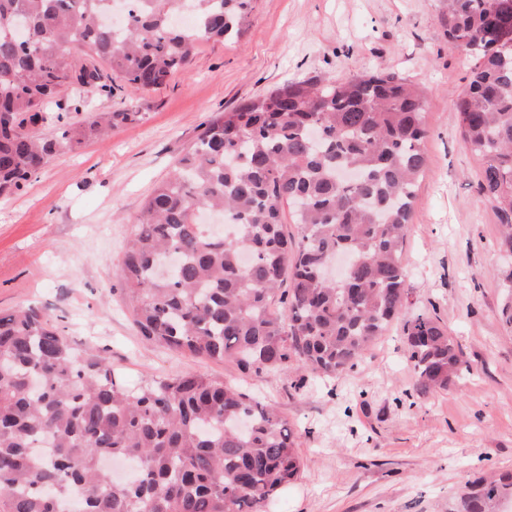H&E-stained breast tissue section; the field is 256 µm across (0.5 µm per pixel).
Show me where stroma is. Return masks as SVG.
<instances>
[{
	"mask_svg": "<svg viewBox=\"0 0 512 512\" xmlns=\"http://www.w3.org/2000/svg\"><path fill=\"white\" fill-rule=\"evenodd\" d=\"M440 0H252L238 37L200 45L154 91L113 81L46 111L69 122L129 108L139 121L78 149L60 147L16 195L0 199V313L41 310L77 345L109 358L128 386L194 371L274 403L299 432L303 468L266 512H449L467 481L512 472V255L478 186L480 163L453 119L467 84L465 53L449 49ZM425 87V174L404 263L408 299L355 372L328 381L247 376L230 364L175 356L135 330L119 268L146 197L203 123L284 81L346 79L379 69ZM447 327L466 367L420 399L403 342L406 318Z\"/></svg>",
	"mask_w": 512,
	"mask_h": 512,
	"instance_id": "1",
	"label": "stroma"
}]
</instances>
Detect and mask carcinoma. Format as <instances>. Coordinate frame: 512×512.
<instances>
[{
	"label": "carcinoma",
	"mask_w": 512,
	"mask_h": 512,
	"mask_svg": "<svg viewBox=\"0 0 512 512\" xmlns=\"http://www.w3.org/2000/svg\"><path fill=\"white\" fill-rule=\"evenodd\" d=\"M0 0V197L55 155L140 119L129 109L57 116L48 98L117 75L155 90L200 43L238 36L251 0ZM448 45L471 59L452 112L481 162L479 189L512 254V0H444ZM423 90L396 72L286 81L203 123L147 196L122 258L133 324L170 351L255 375L353 371L407 299L404 243L425 172ZM297 232L283 230V206ZM426 397L463 370L438 320H405ZM298 437L266 399L196 372L129 388L99 352L40 310L0 315V512H265L300 475ZM512 473L480 476L457 512H498Z\"/></svg>",
	"instance_id": "carcinoma-1"
}]
</instances>
